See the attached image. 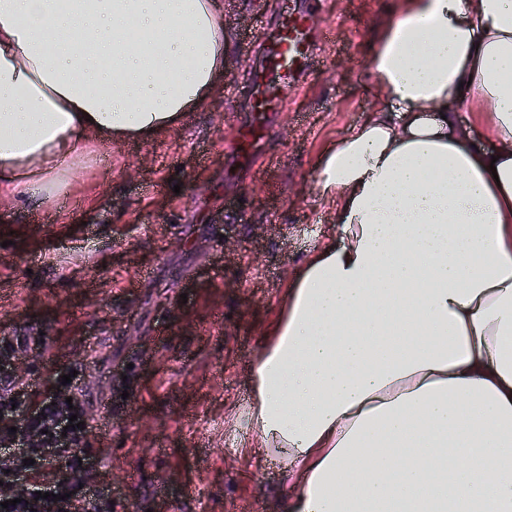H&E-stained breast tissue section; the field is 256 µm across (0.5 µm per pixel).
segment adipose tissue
Masks as SVG:
<instances>
[{"label":"adipose tissue","mask_w":512,"mask_h":512,"mask_svg":"<svg viewBox=\"0 0 512 512\" xmlns=\"http://www.w3.org/2000/svg\"><path fill=\"white\" fill-rule=\"evenodd\" d=\"M224 60L219 0H0V189L177 126ZM369 67L383 104L318 174L339 237L286 288L245 424L297 461L290 512H512V0H403ZM461 121L470 129L472 137L479 142L486 150L493 151L498 143L490 136L486 114L475 112L467 108L460 111Z\"/></svg>","instance_id":"adipose-tissue-1"}]
</instances>
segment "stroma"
<instances>
[{
    "label": "stroma",
    "instance_id": "stroma-1",
    "mask_svg": "<svg viewBox=\"0 0 512 512\" xmlns=\"http://www.w3.org/2000/svg\"><path fill=\"white\" fill-rule=\"evenodd\" d=\"M221 7L224 86L198 110L149 141L86 144L53 198L0 195V337L31 356L12 389L71 374L87 496L114 512H285L283 462L238 417L281 295L338 230L319 164L381 106L367 64L401 0H323L332 37L249 165L224 145L249 118V43L281 5Z\"/></svg>",
    "mask_w": 512,
    "mask_h": 512
}]
</instances>
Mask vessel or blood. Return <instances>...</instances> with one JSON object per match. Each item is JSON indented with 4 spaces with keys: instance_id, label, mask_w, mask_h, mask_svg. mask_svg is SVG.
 Instances as JSON below:
<instances>
[{
    "instance_id": "vessel-or-blood-1",
    "label": "vessel or blood",
    "mask_w": 512,
    "mask_h": 512,
    "mask_svg": "<svg viewBox=\"0 0 512 512\" xmlns=\"http://www.w3.org/2000/svg\"><path fill=\"white\" fill-rule=\"evenodd\" d=\"M329 34V27L320 24L314 12L283 0L275 36L260 34L252 41L250 52L259 59L253 75L256 117L233 145L240 158H249L256 143L265 138L274 112L284 104L280 87L298 83L308 73L318 43Z\"/></svg>"
}]
</instances>
